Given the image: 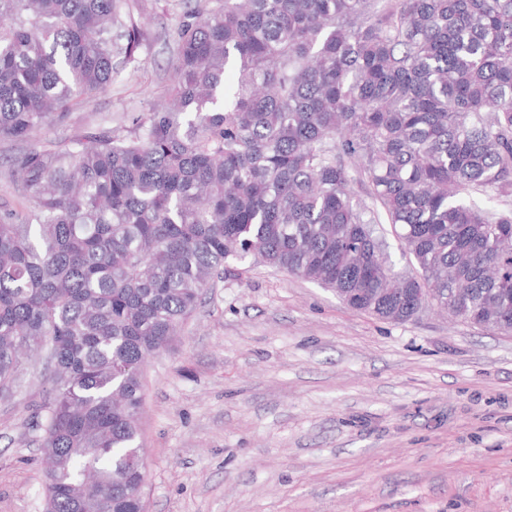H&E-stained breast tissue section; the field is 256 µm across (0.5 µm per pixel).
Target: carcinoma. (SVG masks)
<instances>
[{
  "label": "carcinoma",
  "instance_id": "cac0c4a2",
  "mask_svg": "<svg viewBox=\"0 0 512 512\" xmlns=\"http://www.w3.org/2000/svg\"><path fill=\"white\" fill-rule=\"evenodd\" d=\"M145 40L125 0H0V139L68 123ZM174 40L130 134L0 161L30 203L0 207V393L45 350V512H144L142 368L234 262L512 333V208L470 201L512 198V0H189ZM384 234L388 244L387 252L389 253L390 262L393 264L395 271L405 272L412 269L410 258L402 254L399 241L390 224H383Z\"/></svg>",
  "mask_w": 512,
  "mask_h": 512
}]
</instances>
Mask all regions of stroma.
I'll return each mask as SVG.
<instances>
[{
  "label": "stroma",
  "mask_w": 512,
  "mask_h": 512,
  "mask_svg": "<svg viewBox=\"0 0 512 512\" xmlns=\"http://www.w3.org/2000/svg\"><path fill=\"white\" fill-rule=\"evenodd\" d=\"M186 0H127L147 40L39 146L162 102ZM40 356L0 397V512H45ZM145 512H512V335L425 310L394 323L231 264L143 371Z\"/></svg>",
  "instance_id": "stroma-1"
}]
</instances>
